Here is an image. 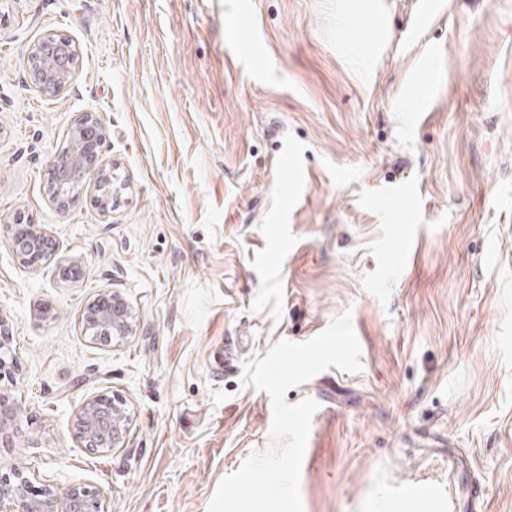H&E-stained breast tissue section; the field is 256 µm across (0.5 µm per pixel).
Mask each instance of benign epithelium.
<instances>
[{"instance_id":"7a95c632","label":"benign epithelium","mask_w":512,"mask_h":512,"mask_svg":"<svg viewBox=\"0 0 512 512\" xmlns=\"http://www.w3.org/2000/svg\"><path fill=\"white\" fill-rule=\"evenodd\" d=\"M76 47L64 39L47 35L35 43L29 53V78L42 93L57 94L67 88L74 77ZM106 139L105 124L97 112H82L75 116L71 125L72 149L64 157L54 161L50 176L56 183L55 193L60 204L66 206L79 197L87 183L88 175L104 173L100 160L102 145ZM15 239H24L29 247L21 251L23 260L30 265L40 263L43 240L47 232L39 225L17 224L13 229ZM129 306L111 292L99 294L85 310L87 328L96 330V336H113L123 339L131 332L126 319ZM10 355V330L7 317L0 313V380ZM18 401L11 390L0 387V441L10 438L17 430ZM127 417L117 411L112 398L98 393L83 404L78 437L86 448H116L126 433ZM32 480L22 473L16 481L0 482V504L16 501L23 512H105L103 498L82 487H72L63 494L42 488L32 491Z\"/></svg>"}]
</instances>
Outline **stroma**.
<instances>
[{
	"label": "stroma",
	"instance_id": "1",
	"mask_svg": "<svg viewBox=\"0 0 512 512\" xmlns=\"http://www.w3.org/2000/svg\"><path fill=\"white\" fill-rule=\"evenodd\" d=\"M0 0V312L21 405L0 478L102 493L106 512H207L223 477L281 450L244 361L345 309L362 369L313 399L303 512H512V0ZM76 44L58 96L30 45ZM100 113L124 191L59 209L47 167ZM17 224L53 253L21 263ZM120 294L132 332L83 317ZM236 348L234 366L224 352ZM128 415L77 437L84 402ZM106 393H98L83 404L78 437L85 448L119 447L126 433L127 417Z\"/></svg>",
	"mask_w": 512,
	"mask_h": 512
}]
</instances>
